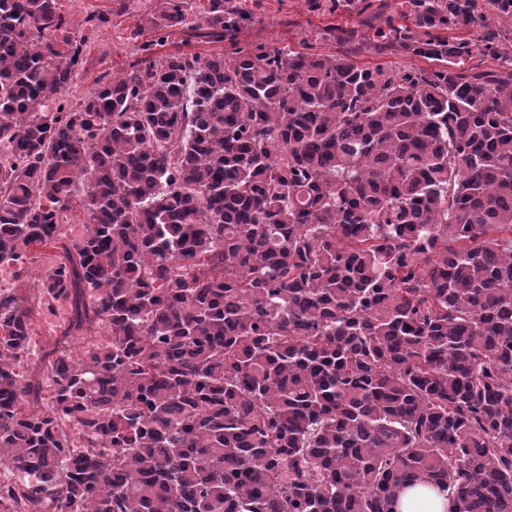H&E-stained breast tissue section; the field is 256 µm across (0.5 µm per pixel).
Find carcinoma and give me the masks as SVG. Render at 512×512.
<instances>
[{
    "mask_svg": "<svg viewBox=\"0 0 512 512\" xmlns=\"http://www.w3.org/2000/svg\"><path fill=\"white\" fill-rule=\"evenodd\" d=\"M303 2L360 17L312 33L346 51L146 0L154 39L67 111L85 38L0 0V271L63 258L0 286V512H397L417 483L512 512V0ZM177 31L224 52L155 55ZM351 62L362 67L375 66L383 64L393 69L425 67L430 68L426 60L413 56H387L380 57L369 53H361L351 58ZM80 200V197L76 198L69 211L64 213V220L61 221V224H64L69 236L72 238L81 236L83 232L82 224H85L86 214ZM36 262L29 265L28 271L23 273L22 282L32 283L37 280L44 272L60 262L59 253L50 247L38 249L35 253ZM64 317L61 308H58L55 314H51L47 309L36 310L31 318L32 331L36 339L46 342V345L52 349L54 339L60 334L59 326L63 324Z\"/></svg>",
    "mask_w": 512,
    "mask_h": 512,
    "instance_id": "1",
    "label": "carcinoma"
}]
</instances>
